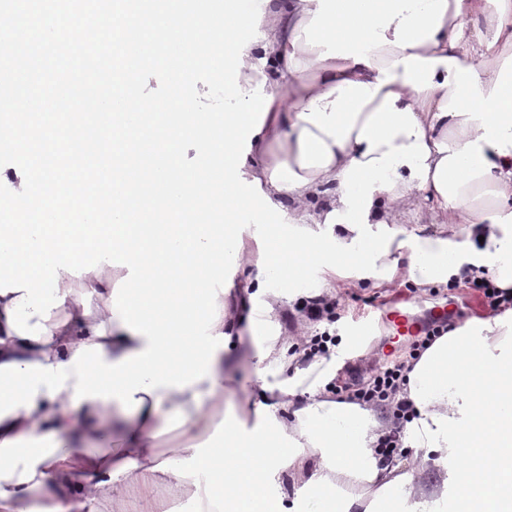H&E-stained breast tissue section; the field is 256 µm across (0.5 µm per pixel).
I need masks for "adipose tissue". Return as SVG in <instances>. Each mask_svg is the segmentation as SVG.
<instances>
[{"label": "adipose tissue", "mask_w": 512, "mask_h": 512, "mask_svg": "<svg viewBox=\"0 0 512 512\" xmlns=\"http://www.w3.org/2000/svg\"><path fill=\"white\" fill-rule=\"evenodd\" d=\"M164 9L112 6L115 63L169 77L193 63ZM222 109L112 93V124L0 115V512H121L129 492L195 484L196 512H439L448 495L403 464L380 466L376 414L326 386L352 346L291 356L280 322L297 289L356 281L426 290L466 268L512 289V0H227L238 25ZM112 151H151L125 196L74 172ZM193 151L192 161L183 154ZM229 183L225 211L260 202V232L224 224L200 165ZM438 204L442 219L406 227ZM464 219L465 232L454 229ZM253 273L241 287L236 272ZM254 361L263 400H233L224 370ZM404 444L455 487L457 512H512V323L483 313L439 338L409 375ZM223 440L224 457L213 443ZM224 183V171L222 168L206 165L202 167L197 175L196 185L203 194H207V196L211 200L212 209L215 211H221L222 208H219L214 203V193L213 190L219 185Z\"/></svg>", "instance_id": "1"}]
</instances>
